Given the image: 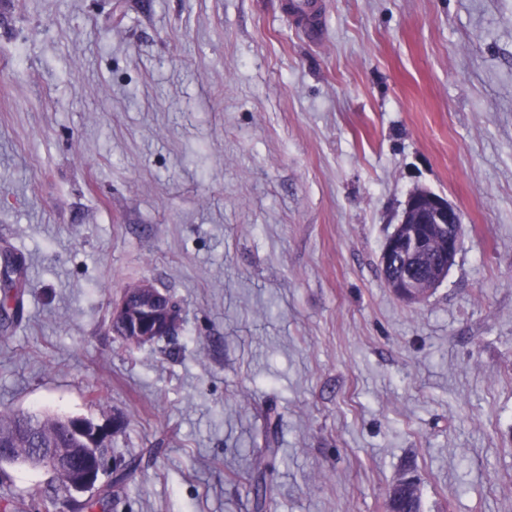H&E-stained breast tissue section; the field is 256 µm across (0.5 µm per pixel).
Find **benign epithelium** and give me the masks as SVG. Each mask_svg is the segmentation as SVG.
Listing matches in <instances>:
<instances>
[{"label": "benign epithelium", "mask_w": 512, "mask_h": 512, "mask_svg": "<svg viewBox=\"0 0 512 512\" xmlns=\"http://www.w3.org/2000/svg\"><path fill=\"white\" fill-rule=\"evenodd\" d=\"M461 215L442 195L417 188L407 195L398 224L380 253L381 267L422 261L411 269L385 279L387 288L400 300L420 304L446 277L460 248ZM112 319L124 321L133 347L150 344L158 337L174 335L181 325V312L169 294L149 280L129 285L112 304ZM64 423L85 446L79 469L66 459H50L49 466L67 476L71 490L83 492L100 485L108 470L109 454L101 451L112 442V432L81 417H66Z\"/></svg>", "instance_id": "obj_1"}]
</instances>
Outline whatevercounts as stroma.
Instances as JSON below:
<instances>
[{
	"label": "stroma",
	"mask_w": 512,
	"mask_h": 512,
	"mask_svg": "<svg viewBox=\"0 0 512 512\" xmlns=\"http://www.w3.org/2000/svg\"><path fill=\"white\" fill-rule=\"evenodd\" d=\"M0 0V411L141 456L110 512H512V0ZM461 213L417 305L406 196ZM151 280L176 336L112 332ZM105 400L95 403L94 390ZM276 456H267V449ZM290 8L294 16L301 22L303 30L315 37L322 25V20L316 14L313 0H290ZM462 220L459 211L442 195L417 188L407 195L398 224L387 237L380 253L383 269L420 259L418 274L412 267L385 279L387 288L400 300L420 304L446 277L460 248ZM436 257L425 262L426 255ZM425 262V263H424ZM3 294L0 299V320L1 331L6 332L11 328L17 326L22 320V288L19 284L12 282V279L3 281ZM10 310H12L10 312ZM6 322L10 324L3 327Z\"/></svg>",
	"instance_id": "35a3bbf8"
}]
</instances>
